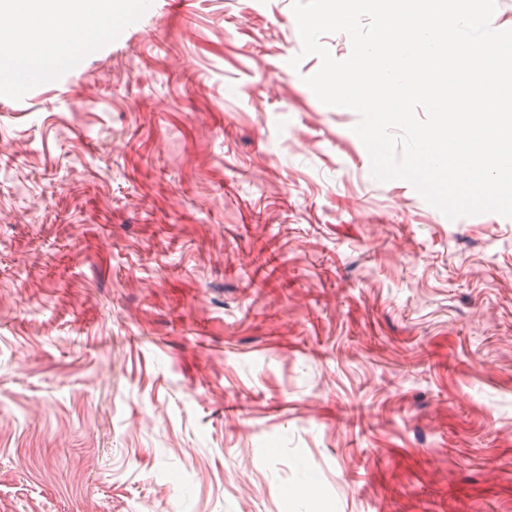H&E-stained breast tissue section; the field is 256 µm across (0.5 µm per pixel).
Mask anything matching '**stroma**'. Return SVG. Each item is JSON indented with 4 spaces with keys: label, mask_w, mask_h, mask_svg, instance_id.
<instances>
[{
    "label": "stroma",
    "mask_w": 512,
    "mask_h": 512,
    "mask_svg": "<svg viewBox=\"0 0 512 512\" xmlns=\"http://www.w3.org/2000/svg\"><path fill=\"white\" fill-rule=\"evenodd\" d=\"M155 3L0 85V512H512V219L374 179L293 0Z\"/></svg>",
    "instance_id": "1"
}]
</instances>
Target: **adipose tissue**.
Instances as JSON below:
<instances>
[{
    "instance_id": "obj_1",
    "label": "adipose tissue",
    "mask_w": 512,
    "mask_h": 512,
    "mask_svg": "<svg viewBox=\"0 0 512 512\" xmlns=\"http://www.w3.org/2000/svg\"><path fill=\"white\" fill-rule=\"evenodd\" d=\"M0 12L11 17L0 27V56L11 55L10 44L22 40L28 68L50 73L60 55L70 53L106 21L123 17L113 0H0ZM27 68V70H28ZM27 70L10 73L16 88L27 85Z\"/></svg>"
}]
</instances>
